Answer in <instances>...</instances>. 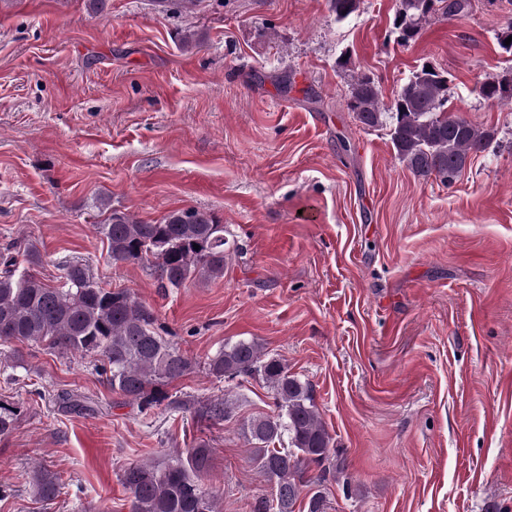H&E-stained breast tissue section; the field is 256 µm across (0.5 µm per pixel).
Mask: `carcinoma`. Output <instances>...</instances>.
<instances>
[{
  "label": "carcinoma",
  "instance_id": "1",
  "mask_svg": "<svg viewBox=\"0 0 512 512\" xmlns=\"http://www.w3.org/2000/svg\"><path fill=\"white\" fill-rule=\"evenodd\" d=\"M336 21L349 18L359 0H328ZM471 0H397L394 26L399 40L415 39L432 16L464 14ZM479 94L487 100L512 102V69L484 81ZM348 109L367 128L385 126L398 159L418 179L455 183L471 156L486 151L495 138L448 111V74L421 69L403 85L389 106L368 75L351 85ZM114 264L146 263L160 288H180L189 281L224 276L236 242L224 237V225L198 209L169 213L158 223L137 220L114 209L99 225ZM199 249H194V245ZM24 251L27 265L18 261ZM41 261L32 247L18 242L0 248V343L36 344L60 353L94 355L112 391L141 409L158 401L157 387L193 369L192 361L157 330L154 311L127 289L98 285L79 262L63 267L62 284H46L34 271ZM208 373L217 379L259 376L271 389L274 410L244 422L258 474L274 485L275 497L255 502L253 512H296L307 498L306 512H326L322 485L336 450L315 404L310 385L270 357L254 341L226 345L208 358ZM229 399H215L199 416L216 424L233 413ZM213 448L202 440L176 451L164 463L141 462L125 468L120 481L130 512H220L219 497L204 488L213 469ZM34 495L49 502L59 493V478L40 464L27 473Z\"/></svg>",
  "mask_w": 512,
  "mask_h": 512
}]
</instances>
